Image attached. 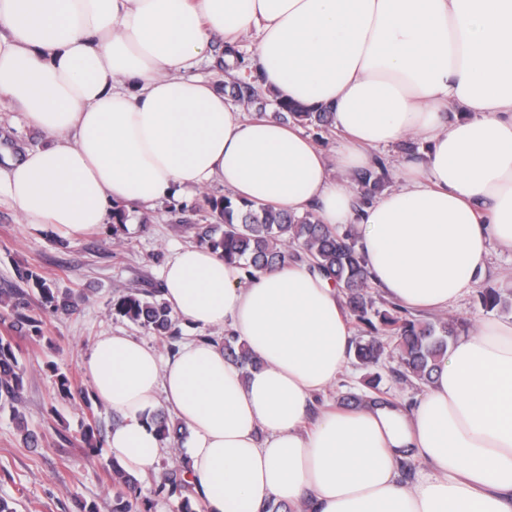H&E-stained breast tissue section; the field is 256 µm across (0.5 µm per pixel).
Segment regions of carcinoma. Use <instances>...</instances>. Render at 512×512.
Masks as SVG:
<instances>
[{
	"label": "carcinoma",
	"mask_w": 512,
	"mask_h": 512,
	"mask_svg": "<svg viewBox=\"0 0 512 512\" xmlns=\"http://www.w3.org/2000/svg\"><path fill=\"white\" fill-rule=\"evenodd\" d=\"M231 95L250 107H264L260 93L259 76L253 71L235 78L230 85ZM278 109L274 117L283 123H294L308 129L329 131L333 124L332 110L327 107L307 108L269 93ZM387 175L385 162L378 158L373 167L354 176L361 189L359 204L371 201L382 188ZM202 208L210 215L211 224H191L200 244L221 252L224 260L241 263L247 272L272 268L288 261L305 262L309 268L333 282L343 292L346 313L360 335L355 337L349 355L365 369L380 366L389 357L399 365L397 374L402 379L430 383L442 359L459 337L461 322L421 320L411 317L406 310L394 305L380 309L370 295L371 275L365 256L357 248V236L352 228L322 224L313 214L301 217L289 215L271 206L236 201L234 197L206 196ZM19 281L38 293L40 312L28 309L24 292L0 291V308L8 311L10 328L23 338H43L45 318L72 315L77 310L74 298L56 293L39 273L16 269ZM481 307L491 312L512 308V300L504 289L486 287L478 291ZM112 310L145 333L168 343L169 350L177 351L175 342L180 331L171 311L162 298V291L118 293L112 299ZM20 345L14 336H0V410H9L12 421L26 448L39 446L38 436L27 425L21 410L25 370L19 359ZM224 352L227 358L243 372L260 365V360L239 338L224 334ZM56 392L63 399L79 398L91 408L89 392L74 386L72 378L52 368ZM153 423L162 440L173 445L186 436L178 419L164 411L153 416ZM80 439L91 454H98L101 435L91 420L83 422ZM112 484L117 488L112 512H151L153 502L141 496V481L110 461ZM193 482L182 466L169 468L163 480L155 485L153 496L175 498L177 512H198L200 503L192 501Z\"/></svg>",
	"instance_id": "carcinoma-1"
}]
</instances>
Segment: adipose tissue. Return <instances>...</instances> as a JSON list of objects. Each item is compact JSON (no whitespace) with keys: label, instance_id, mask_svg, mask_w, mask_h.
I'll list each match as a JSON object with an SVG mask.
<instances>
[{"label":"adipose tissue","instance_id":"1","mask_svg":"<svg viewBox=\"0 0 512 512\" xmlns=\"http://www.w3.org/2000/svg\"><path fill=\"white\" fill-rule=\"evenodd\" d=\"M252 31L266 88L333 109L342 177L299 125L243 117L196 76L215 38ZM1 102L48 140L7 160L0 196L63 238L111 223L113 204L140 214L217 184L355 225L374 282L415 313L469 294L489 241L512 249V0H0ZM410 134L429 149L403 162L405 186L358 205L345 173ZM162 284L174 316L230 329L262 365L243 373L220 339L165 360L98 337L85 370L122 416L107 445L124 469L156 462L164 406L189 431L205 512H512V319L480 318L412 406L331 405L312 421L351 345L332 283L295 262L249 277L190 246ZM406 457L429 466L410 486Z\"/></svg>","mask_w":512,"mask_h":512}]
</instances>
